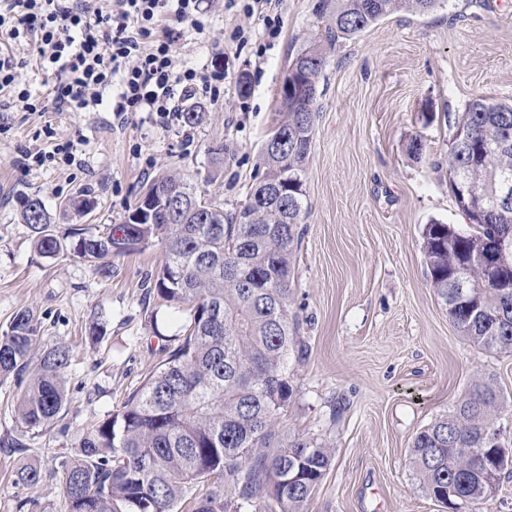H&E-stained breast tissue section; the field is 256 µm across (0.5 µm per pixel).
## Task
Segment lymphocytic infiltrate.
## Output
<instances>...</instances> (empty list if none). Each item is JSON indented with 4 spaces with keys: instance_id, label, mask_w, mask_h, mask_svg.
<instances>
[{
    "instance_id": "obj_1",
    "label": "lymphocytic infiltrate",
    "mask_w": 512,
    "mask_h": 512,
    "mask_svg": "<svg viewBox=\"0 0 512 512\" xmlns=\"http://www.w3.org/2000/svg\"><path fill=\"white\" fill-rule=\"evenodd\" d=\"M207 25L201 0H113L108 13L87 0H0V37L31 41L55 77L46 98L32 97L17 87L13 58L0 57V89L15 88L23 112H93L108 90L115 117L147 112L165 123L197 93H224L223 70L180 66L173 54L185 29Z\"/></svg>"
}]
</instances>
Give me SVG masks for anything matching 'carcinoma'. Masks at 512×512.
I'll return each mask as SVG.
<instances>
[{
	"label": "carcinoma",
	"mask_w": 512,
	"mask_h": 512,
	"mask_svg": "<svg viewBox=\"0 0 512 512\" xmlns=\"http://www.w3.org/2000/svg\"><path fill=\"white\" fill-rule=\"evenodd\" d=\"M439 0H339L328 15L322 39L298 51L288 65L301 94L268 134H288V154L262 152L264 172L243 203L224 213L221 203L178 175L149 181L155 192V224L106 225L94 232L73 227L70 253L93 262L153 244L166 253L154 290L188 311L183 333L163 347L165 359L120 411L99 421L77 441L76 455L62 465L61 491L68 512H174L188 485L201 483L191 512H229L237 503L263 512H303L331 465V452L315 439L278 429L292 395L285 361L296 341L290 319V273L299 241L305 160L316 121L317 93L327 54L342 40L396 11L432 12ZM448 152V188L469 220L467 229L429 224L424 252L433 286L448 307L457 332L473 346L512 353V267L469 264L463 275L473 305L458 302L456 271L487 242L506 239L512 251V197L493 199L503 181L512 183V104L484 97L455 115ZM485 193L487 216L468 208L455 185ZM281 187L280 198H263ZM22 219L36 250L61 253L51 217L39 197H27ZM38 341L33 310H19L0 333V379L29 380L17 399L19 424L32 430L62 410L70 351L47 347L30 369ZM505 397L490 378L477 376L453 407L413 439V464L421 489L435 499H452L477 512L492 493L479 462L496 464L505 434L497 426ZM42 473L20 467L15 484L31 487Z\"/></svg>",
	"instance_id": "cac0c4a2"
}]
</instances>
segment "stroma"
<instances>
[{"instance_id":"obj_1","label":"stroma","mask_w":512,"mask_h":512,"mask_svg":"<svg viewBox=\"0 0 512 512\" xmlns=\"http://www.w3.org/2000/svg\"><path fill=\"white\" fill-rule=\"evenodd\" d=\"M320 0H272L283 28L263 57L235 51L229 35L257 18L202 0L203 33L176 43L178 61L224 69L219 101L196 96L195 126H163L145 112H12L0 130V331L32 309L42 344L65 345L67 403L49 424L23 432L11 403L21 388L0 380V512H67L61 462L83 430L118 412L164 357L165 339L186 316L161 305L153 279L165 261L154 245L87 262L34 249L21 201L42 199L56 232L70 225L123 223L141 187L163 173L232 210L263 171L262 144L282 119L290 60L320 38ZM248 91H240L241 77ZM486 97L512 103V0H442L425 16L397 12L331 53L319 84L318 116L306 159L291 310L299 342L288 354L292 396L284 431L317 438L332 464L304 512H443L420 487L413 438L449 410L478 375L512 399V353L472 346L455 330L427 268V224L465 225L448 190L449 115ZM421 138L420 159L407 150ZM224 145V164L208 148ZM71 144L75 160L54 151ZM42 163L21 166L25 153ZM106 333L89 336L93 323ZM19 438L23 449L7 447ZM36 464L33 487L14 484Z\"/></svg>"}]
</instances>
